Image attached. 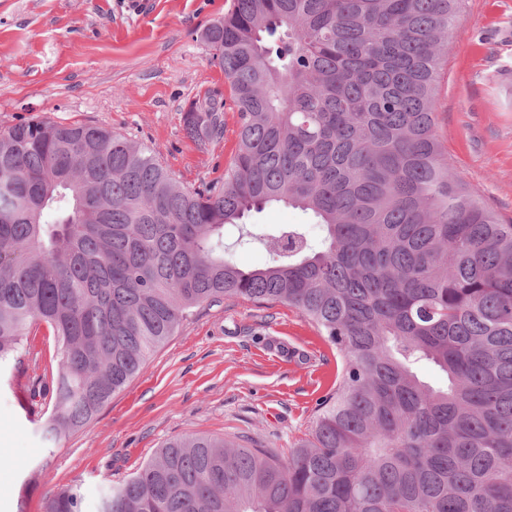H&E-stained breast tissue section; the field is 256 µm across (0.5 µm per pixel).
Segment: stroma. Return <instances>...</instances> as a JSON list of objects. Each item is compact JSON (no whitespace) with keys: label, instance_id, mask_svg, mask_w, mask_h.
I'll list each match as a JSON object with an SVG mask.
<instances>
[{"label":"stroma","instance_id":"obj_1","mask_svg":"<svg viewBox=\"0 0 512 512\" xmlns=\"http://www.w3.org/2000/svg\"><path fill=\"white\" fill-rule=\"evenodd\" d=\"M234 0H0V128L50 118L108 128L154 149L185 187L223 179L238 147L230 86L202 31ZM436 134L454 172L512 224V0H467L448 43ZM216 100L224 130L207 150L188 137L190 105ZM253 232L319 229L275 206ZM22 364L0 365V512H42L49 491L73 489L82 512L134 476L168 440L234 439L289 455L342 375L343 357L296 308L236 298L194 310L151 352L93 420L59 443L41 424L52 404L37 388L58 367L46 326Z\"/></svg>","mask_w":512,"mask_h":512}]
</instances>
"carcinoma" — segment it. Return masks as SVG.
Segmentation results:
<instances>
[{"mask_svg":"<svg viewBox=\"0 0 512 512\" xmlns=\"http://www.w3.org/2000/svg\"><path fill=\"white\" fill-rule=\"evenodd\" d=\"M467 0H236L202 38L239 118L224 180L180 186L149 147L42 119L0 129V362L43 323L58 368L50 442L88 424L192 311L296 307L344 358L283 458L205 435L167 442L100 512H512V224L435 136ZM185 127L201 148L212 104ZM318 224L254 234L273 204ZM269 260L224 256V226ZM428 362L448 385L415 368ZM43 512H81L50 492Z\"/></svg>","mask_w":512,"mask_h":512,"instance_id":"carcinoma-1","label":"carcinoma"}]
</instances>
